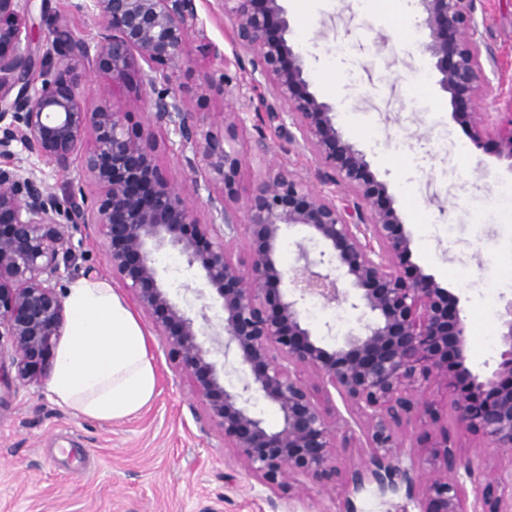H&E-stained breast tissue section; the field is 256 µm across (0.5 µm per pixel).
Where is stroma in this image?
<instances>
[{
    "label": "stroma",
    "instance_id": "obj_1",
    "mask_svg": "<svg viewBox=\"0 0 512 512\" xmlns=\"http://www.w3.org/2000/svg\"><path fill=\"white\" fill-rule=\"evenodd\" d=\"M84 0H33L34 17L66 15L91 39L100 24L82 9ZM394 0H374L360 12L356 0H300L288 4L291 41L310 67L309 90L335 105L345 140L365 152L368 175L386 184L412 238V263L433 274L462 299L469 323L473 366L494 363L482 349L483 334H497L512 277H500L512 257V219L493 206L512 196V173L494 143L470 147L469 127L456 112H503L512 94V0H477V37L482 44L489 93L474 104H453L434 67L420 69L425 52L403 27ZM208 43H193L191 57L171 84L207 124L226 112L245 120L244 141L266 135L267 162L247 158L238 194L247 197L266 164L314 179L317 163L284 133L259 126L264 106L252 91L233 100L212 91L226 80L245 83L232 61V32L215 0H198ZM216 44L229 56L214 66ZM161 75L146 79L132 69L123 92L128 124L147 121L145 99L165 88ZM376 138H369L367 129ZM484 212L483 223L472 221ZM70 278L86 269L106 278L94 226L72 227ZM156 391L148 406L121 421H99L59 406L46 386L8 381L0 385V512H343L345 495L334 486H309L303 499L269 489L249 476L225 448L187 375L175 372L161 336L149 331Z\"/></svg>",
    "mask_w": 512,
    "mask_h": 512
}]
</instances>
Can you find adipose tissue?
Segmentation results:
<instances>
[{
	"label": "adipose tissue",
	"instance_id": "obj_1",
	"mask_svg": "<svg viewBox=\"0 0 512 512\" xmlns=\"http://www.w3.org/2000/svg\"><path fill=\"white\" fill-rule=\"evenodd\" d=\"M64 304L70 321L48 381L51 396L96 420H124L139 413L156 388L145 327L104 280L71 281Z\"/></svg>",
	"mask_w": 512,
	"mask_h": 512
}]
</instances>
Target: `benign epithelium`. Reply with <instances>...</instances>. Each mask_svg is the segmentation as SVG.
I'll return each instance as SVG.
<instances>
[{
  "label": "benign epithelium",
  "mask_w": 512,
  "mask_h": 512,
  "mask_svg": "<svg viewBox=\"0 0 512 512\" xmlns=\"http://www.w3.org/2000/svg\"><path fill=\"white\" fill-rule=\"evenodd\" d=\"M28 2L0 0V344L9 345L14 378L49 376L47 355L67 321L59 288L72 257L70 228L93 224L107 272L165 338L169 364L192 379L224 447L262 484L294 492L339 483L346 512L368 485L383 496L406 491L421 512H512V298L500 314L494 367L469 369L460 298L409 265L412 238L393 204H379L385 185L365 178V154L343 139L333 107L308 91L305 59L288 40L285 0L217 6L239 60L250 66L252 88L275 100L259 121L292 127L288 138L316 158L318 179L346 189L351 201L341 205L302 174L271 168L238 205L239 171L248 154L265 160V137L243 146L238 112L227 113L220 129L204 128L173 87L153 92L146 125L129 129L117 104L129 70L145 65L170 82L192 43L208 41L196 0H86L102 25L97 37L78 35L57 15L44 52L32 47ZM418 4L440 90L455 102L486 96L476 0ZM51 54L54 71L44 65ZM94 73L102 82L90 111L82 89ZM466 116L472 145L495 142L512 172V111ZM160 133L178 138L182 164L202 178L177 183L163 174L155 155ZM17 145L59 173L78 164L83 178L59 196L24 167ZM287 228L320 241L319 257L301 246L303 265L283 269L274 254ZM167 249L200 268L198 285L184 290L220 304L212 326L222 337L220 365L198 340L205 332L164 289L167 269L155 254ZM312 299L344 305L355 317L334 350L303 319ZM432 385L450 393L444 417L427 397ZM261 399L277 408L276 426L257 411ZM351 420L371 452L342 469L338 449L351 439L341 430ZM450 421L476 436L472 450H460ZM409 426L428 451L405 464L400 449ZM483 448L498 455L489 460Z\"/></svg>",
  "instance_id": "benign-epithelium-1"
}]
</instances>
